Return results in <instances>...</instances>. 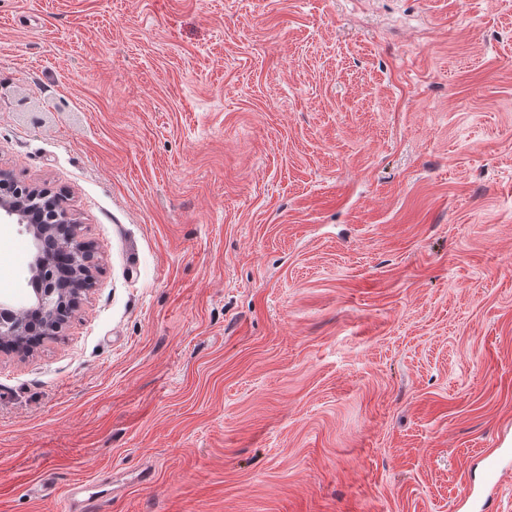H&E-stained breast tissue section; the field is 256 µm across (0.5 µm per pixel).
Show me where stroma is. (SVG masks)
I'll use <instances>...</instances> for the list:
<instances>
[{
  "label": "stroma",
  "instance_id": "35a3bbf8",
  "mask_svg": "<svg viewBox=\"0 0 512 512\" xmlns=\"http://www.w3.org/2000/svg\"><path fill=\"white\" fill-rule=\"evenodd\" d=\"M0 170L97 265L0 351V512H462L512 448V0H0ZM112 499L98 485L74 484L65 500L67 512H103L112 510Z\"/></svg>",
  "mask_w": 512,
  "mask_h": 512
}]
</instances>
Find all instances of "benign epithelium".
I'll list each match as a JSON object with an SVG mask.
<instances>
[{
    "label": "benign epithelium",
    "mask_w": 512,
    "mask_h": 512,
    "mask_svg": "<svg viewBox=\"0 0 512 512\" xmlns=\"http://www.w3.org/2000/svg\"><path fill=\"white\" fill-rule=\"evenodd\" d=\"M8 187L7 174L0 172V220L25 225L31 237L34 256L29 273L35 300L10 308L0 318V341L8 340L12 351L28 355L34 345L27 338L58 333L90 291L94 262L90 246L70 231L73 220L60 197H53V205L45 209L48 192L36 187L14 192Z\"/></svg>",
    "instance_id": "obj_1"
}]
</instances>
